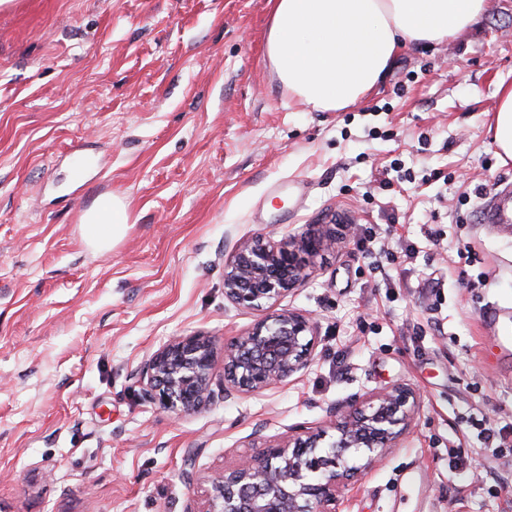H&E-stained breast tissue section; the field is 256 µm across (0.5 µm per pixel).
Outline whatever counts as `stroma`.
I'll return each mask as SVG.
<instances>
[{
	"label": "stroma",
	"mask_w": 512,
	"mask_h": 512,
	"mask_svg": "<svg viewBox=\"0 0 512 512\" xmlns=\"http://www.w3.org/2000/svg\"><path fill=\"white\" fill-rule=\"evenodd\" d=\"M269 0H13L0 10V512H195L205 476L405 382L420 415L336 512H512V362L486 305L512 306V235L479 224L512 181L488 131L512 76V0L439 47L401 48L349 109L298 103L265 54ZM125 199L95 252L81 218ZM360 216L277 304L224 296L259 234ZM417 254L404 256L406 245ZM470 251L472 264L459 254ZM276 309L311 319L295 382L173 417L140 394L171 337L216 342ZM459 449V466L448 450Z\"/></svg>",
	"instance_id": "35a3bbf8"
}]
</instances>
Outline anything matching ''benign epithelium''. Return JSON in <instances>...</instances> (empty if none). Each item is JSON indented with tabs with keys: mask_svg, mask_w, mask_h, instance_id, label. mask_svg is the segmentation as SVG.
<instances>
[{
	"mask_svg": "<svg viewBox=\"0 0 512 512\" xmlns=\"http://www.w3.org/2000/svg\"><path fill=\"white\" fill-rule=\"evenodd\" d=\"M343 237L325 224L279 240L257 235L239 243L224 262V296L255 309L278 302L308 279L304 257L334 251ZM311 320L282 309L224 342V397L252 394L290 382L314 359ZM215 339L177 336L148 360L141 385L145 399L171 416L210 405ZM420 396L407 384L370 394L358 407L330 412L325 425L270 446L267 453L209 481L198 512H336V498L412 429ZM334 431L329 449L319 444ZM361 456L365 463L351 466Z\"/></svg>",
	"mask_w": 512,
	"mask_h": 512,
	"instance_id": "obj_1",
	"label": "benign epithelium"
}]
</instances>
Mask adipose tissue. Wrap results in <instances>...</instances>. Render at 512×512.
Listing matches in <instances>:
<instances>
[{
  "mask_svg": "<svg viewBox=\"0 0 512 512\" xmlns=\"http://www.w3.org/2000/svg\"><path fill=\"white\" fill-rule=\"evenodd\" d=\"M486 0H273L266 53L303 105L338 112L370 93L399 48L439 46L485 10ZM492 110L494 142L512 160V83L501 82ZM128 222L127 205L106 196L83 217L87 245L106 249Z\"/></svg>",
  "mask_w": 512,
  "mask_h": 512,
  "instance_id": "obj_1",
  "label": "adipose tissue"
}]
</instances>
